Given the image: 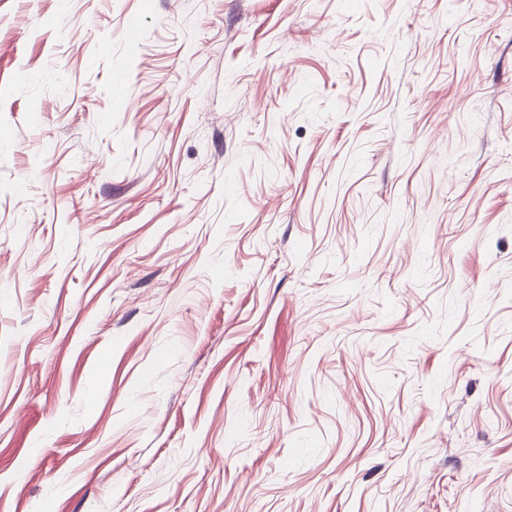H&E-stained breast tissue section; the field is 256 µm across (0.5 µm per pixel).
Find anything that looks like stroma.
Listing matches in <instances>:
<instances>
[{
    "mask_svg": "<svg viewBox=\"0 0 512 512\" xmlns=\"http://www.w3.org/2000/svg\"><path fill=\"white\" fill-rule=\"evenodd\" d=\"M48 501L512 512V0H0V512Z\"/></svg>",
    "mask_w": 512,
    "mask_h": 512,
    "instance_id": "1",
    "label": "stroma"
}]
</instances>
